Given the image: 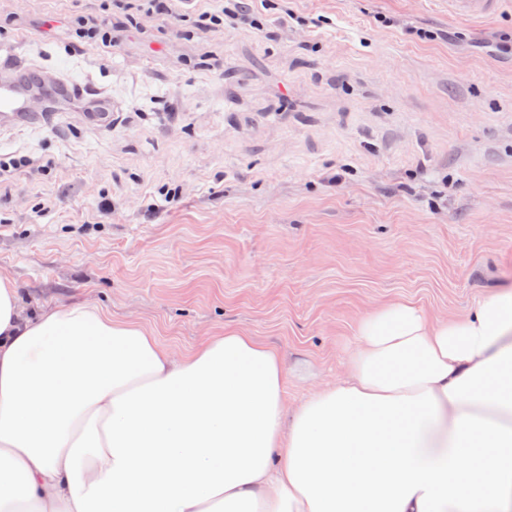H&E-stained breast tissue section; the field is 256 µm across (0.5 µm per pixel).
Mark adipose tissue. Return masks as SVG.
Here are the masks:
<instances>
[{
  "mask_svg": "<svg viewBox=\"0 0 512 512\" xmlns=\"http://www.w3.org/2000/svg\"><path fill=\"white\" fill-rule=\"evenodd\" d=\"M283 383L253 337L176 359L0 277V512H512V290L378 308L342 378L291 412Z\"/></svg>",
  "mask_w": 512,
  "mask_h": 512,
  "instance_id": "1",
  "label": "adipose tissue"
}]
</instances>
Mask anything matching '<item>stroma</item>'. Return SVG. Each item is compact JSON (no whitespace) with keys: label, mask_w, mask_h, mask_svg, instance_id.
I'll return each mask as SVG.
<instances>
[{"label":"stroma","mask_w":512,"mask_h":512,"mask_svg":"<svg viewBox=\"0 0 512 512\" xmlns=\"http://www.w3.org/2000/svg\"><path fill=\"white\" fill-rule=\"evenodd\" d=\"M267 2L268 36L114 19L107 60L42 24L104 0H0V27L29 30L20 69L112 99L108 124L0 121V158L50 165L0 180V276L25 312L94 303L178 356L252 336L292 408L342 375L374 308L458 318L512 286V0L483 21L448 0H290L289 23ZM165 183L179 201L147 212Z\"/></svg>","instance_id":"stroma-1"}]
</instances>
